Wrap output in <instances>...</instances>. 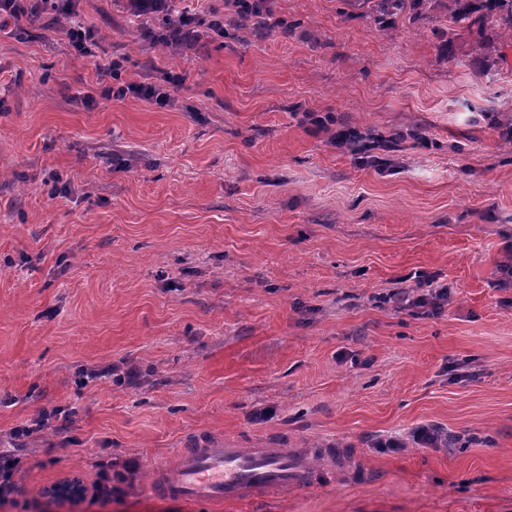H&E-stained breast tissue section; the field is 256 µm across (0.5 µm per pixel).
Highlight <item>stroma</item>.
Returning <instances> with one entry per match:
<instances>
[{
	"instance_id": "stroma-1",
	"label": "stroma",
	"mask_w": 512,
	"mask_h": 512,
	"mask_svg": "<svg viewBox=\"0 0 512 512\" xmlns=\"http://www.w3.org/2000/svg\"><path fill=\"white\" fill-rule=\"evenodd\" d=\"M378 2L268 0L240 30L208 0L224 30L190 49L126 0H77L88 55L40 19L0 31V512H210L149 490L202 437L358 456L222 512H512V43ZM114 59L173 106L103 98ZM312 114L400 149L362 165ZM431 276L444 312L393 302ZM421 424L454 448H376ZM131 459L122 500L51 494ZM15 472V458L10 451L0 454V501L8 500L16 491L13 480Z\"/></svg>"
}]
</instances>
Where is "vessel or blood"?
Returning <instances> with one entry per match:
<instances>
[{"label": "vessel or blood", "instance_id": "obj_1", "mask_svg": "<svg viewBox=\"0 0 512 512\" xmlns=\"http://www.w3.org/2000/svg\"><path fill=\"white\" fill-rule=\"evenodd\" d=\"M357 460L338 448H236L205 442L180 449L173 463L157 466L151 489L169 499L219 507L274 493L315 491L336 474L352 473Z\"/></svg>", "mask_w": 512, "mask_h": 512}]
</instances>
